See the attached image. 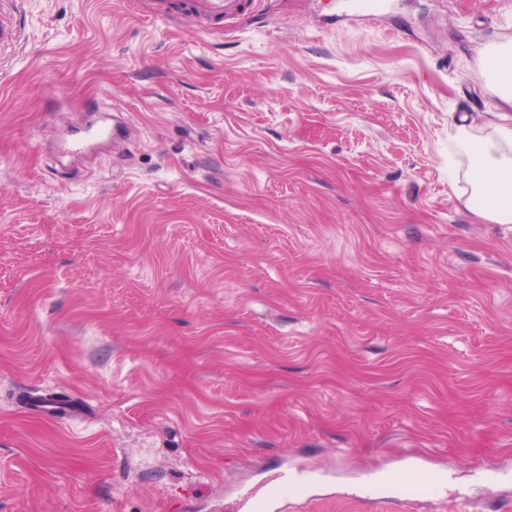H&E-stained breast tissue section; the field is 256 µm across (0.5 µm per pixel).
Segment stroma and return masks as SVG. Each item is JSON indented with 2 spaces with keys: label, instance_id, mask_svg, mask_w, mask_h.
Returning <instances> with one entry per match:
<instances>
[{
  "label": "stroma",
  "instance_id": "1",
  "mask_svg": "<svg viewBox=\"0 0 512 512\" xmlns=\"http://www.w3.org/2000/svg\"><path fill=\"white\" fill-rule=\"evenodd\" d=\"M0 48V512L512 506V224L466 155L512 113V0H264L232 31L150 0H12ZM98 108L121 137L56 149ZM33 396L68 402L57 419ZM419 468L438 497L379 503ZM487 64L499 75L502 100L512 102V46H501L487 57ZM306 478L301 475L277 473L266 483L243 489L232 503V512H262L268 508L271 498L288 501V497L305 492Z\"/></svg>",
  "mask_w": 512,
  "mask_h": 512
}]
</instances>
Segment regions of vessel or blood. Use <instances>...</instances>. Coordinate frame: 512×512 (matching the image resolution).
<instances>
[{
  "mask_svg": "<svg viewBox=\"0 0 512 512\" xmlns=\"http://www.w3.org/2000/svg\"><path fill=\"white\" fill-rule=\"evenodd\" d=\"M259 0H153L152 14L155 19L184 13L191 17L197 26L204 30L212 29L216 24L233 26L236 21L248 13L254 12ZM109 127H101L97 133L79 130L69 139L62 141L64 154L76 156L90 151L93 139L97 136H111ZM388 484L395 492L400 503H410L420 498H432L439 494L442 481L438 478H424L416 472L405 470L390 476ZM306 479L300 475L281 472L266 483L241 490L237 495L232 512H266L270 499L282 500L304 493Z\"/></svg>",
  "mask_w": 512,
  "mask_h": 512,
  "instance_id": "1",
  "label": "vessel or blood"
}]
</instances>
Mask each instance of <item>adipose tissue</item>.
Here are the masks:
<instances>
[{
	"label": "adipose tissue",
	"mask_w": 512,
	"mask_h": 512,
	"mask_svg": "<svg viewBox=\"0 0 512 512\" xmlns=\"http://www.w3.org/2000/svg\"><path fill=\"white\" fill-rule=\"evenodd\" d=\"M448 138L470 160V180L483 200L475 215L494 224H512V115L500 114L493 140H475L463 125L452 127Z\"/></svg>",
	"instance_id": "adipose-tissue-1"
}]
</instances>
